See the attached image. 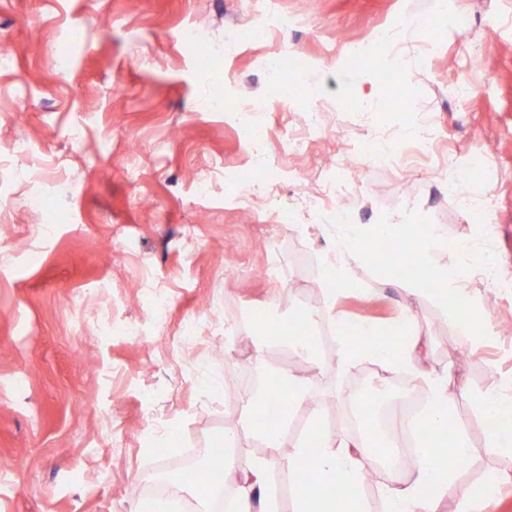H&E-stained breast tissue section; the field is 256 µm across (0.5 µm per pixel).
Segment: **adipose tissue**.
Returning <instances> with one entry per match:
<instances>
[{"label":"adipose tissue","mask_w":512,"mask_h":512,"mask_svg":"<svg viewBox=\"0 0 512 512\" xmlns=\"http://www.w3.org/2000/svg\"><path fill=\"white\" fill-rule=\"evenodd\" d=\"M332 326L337 376H346L358 363L369 362L388 371L408 372L425 396L423 407L397 429L406 441L414 443L417 462L411 474L389 477L382 484L387 512H441L443 498L455 485L459 468L471 457L467 435L448 429L450 409L457 395L465 391L454 381L455 361L438 369L426 365L427 339L408 311L390 344L370 322H354L336 314ZM282 392L288 396L284 408L278 402ZM308 393L305 378L291 370L277 374L275 387L261 382L250 391L236 429L226 432L224 439L235 441L238 430H246L263 442L266 454L242 463L228 455L209 465L213 486L231 481L237 487L229 512H280L273 481L284 447L289 450V472L313 471L333 486L332 491L324 492L302 482L293 485V512H360L363 480L380 450L370 439L336 434L317 416L310 419L303 436H289L292 415L304 408ZM477 396L480 407L493 421L485 435V447L494 454L512 456V396L501 383L478 391ZM429 486L435 488V495H426Z\"/></svg>","instance_id":"ef3b65f1"}]
</instances>
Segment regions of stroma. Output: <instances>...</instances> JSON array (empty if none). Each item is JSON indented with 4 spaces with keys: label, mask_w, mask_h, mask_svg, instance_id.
I'll use <instances>...</instances> for the list:
<instances>
[{
    "label": "stroma",
    "mask_w": 512,
    "mask_h": 512,
    "mask_svg": "<svg viewBox=\"0 0 512 512\" xmlns=\"http://www.w3.org/2000/svg\"><path fill=\"white\" fill-rule=\"evenodd\" d=\"M269 13L298 25L259 34ZM394 20L438 51L395 75L351 64L350 47ZM190 27L193 44L182 38ZM275 56L305 63L291 95L264 67ZM462 79L465 99L453 94ZM223 96L248 106L271 166L298 182L270 192L222 177L252 164L234 116L214 106ZM318 108L324 127L305 153H289V132ZM423 121L439 156L392 171L360 157V186L340 203L359 224L430 216L443 229L441 267L479 232L457 196L490 213L505 279L473 281L490 340L456 375L471 392L457 396L451 423L472 455L442 510L512 512V484L487 482L512 461L485 448L490 419L473 396L512 377V332L501 329L512 323V0H457L448 16L440 0H0V458L12 461L0 512H137L150 497L146 469L223 438L239 418L261 373L254 326L266 316L304 315L322 337L319 369L266 343L267 367L308 380L299 428L312 416L347 434L376 424L324 407L337 386L370 390L389 376L364 363L337 381L331 313L392 329L409 310L430 338L431 364L458 354L447 316L404 296L397 279L352 265L356 287L332 306L319 286L334 240L308 196L339 174L347 147L371 139L398 152ZM478 146L492 163L471 175L464 165ZM153 288L171 297L161 318ZM105 311L135 335H101ZM207 312L235 322L228 356L184 342L183 323ZM227 378L232 386L212 390Z\"/></svg>",
    "instance_id": "1"
}]
</instances>
